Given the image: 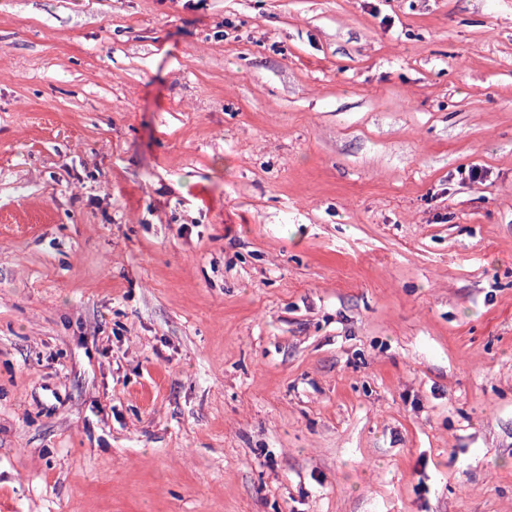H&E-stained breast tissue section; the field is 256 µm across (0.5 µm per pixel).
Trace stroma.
<instances>
[{"mask_svg":"<svg viewBox=\"0 0 512 512\" xmlns=\"http://www.w3.org/2000/svg\"><path fill=\"white\" fill-rule=\"evenodd\" d=\"M0 512H512V0H0Z\"/></svg>","mask_w":512,"mask_h":512,"instance_id":"obj_1","label":"stroma"}]
</instances>
